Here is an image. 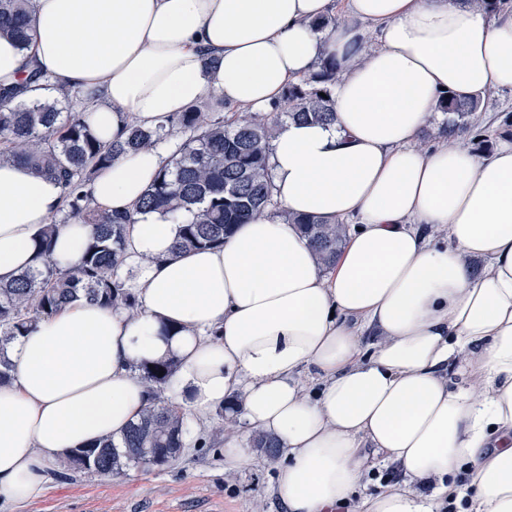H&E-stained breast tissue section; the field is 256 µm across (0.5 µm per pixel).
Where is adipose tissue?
Returning <instances> with one entry per match:
<instances>
[{"mask_svg":"<svg viewBox=\"0 0 512 512\" xmlns=\"http://www.w3.org/2000/svg\"><path fill=\"white\" fill-rule=\"evenodd\" d=\"M27 46L0 35V87L35 68L102 140L218 96L270 111L335 56L333 123L284 122L275 208L223 246L172 255L178 224L131 225L138 317L79 300L7 346L0 504L39 497L49 464L119 437L146 406L138 368L175 360L172 400L208 417L232 395L285 454L288 512H512V136L424 151L444 95L512 89V8L464 0H32ZM341 10L321 32L312 20ZM121 156L91 185L121 213L167 163ZM62 188L0 164V282L35 267ZM352 229L332 268L288 216ZM481 260L474 269L472 260ZM318 386L301 383L302 372ZM401 482L354 503L375 461Z\"/></svg>","mask_w":512,"mask_h":512,"instance_id":"adipose-tissue-1","label":"adipose tissue"}]
</instances>
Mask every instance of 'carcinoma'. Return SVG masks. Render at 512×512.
Here are the masks:
<instances>
[{"label":"carcinoma","mask_w":512,"mask_h":512,"mask_svg":"<svg viewBox=\"0 0 512 512\" xmlns=\"http://www.w3.org/2000/svg\"><path fill=\"white\" fill-rule=\"evenodd\" d=\"M30 31L28 0H0V32L23 45ZM339 76L336 60L326 58L311 78L288 87L283 103L271 112L240 110L229 121L194 106L176 114L169 127L130 124L126 137L116 142L102 141L68 95L9 105L29 83L49 82L44 72L35 70L21 87L0 91V162L22 164L37 175L55 179L64 190L61 219L51 220L35 240L39 266L0 284V384L11 373L5 355L8 341L28 333L38 320L73 301L85 299L138 315V300L125 288L117 270L124 262L130 226L137 223L139 213L161 211L182 224L173 245V253L180 254L220 246L232 226L276 206L269 167L275 128L286 119L333 121L327 90L318 85H332ZM438 109L454 115L439 135L447 145L455 146L472 133L470 118L482 111L483 100L448 95L439 100ZM174 137L182 138L181 145L132 209L112 213L93 205L86 187L100 169L121 155L158 147ZM289 221L308 239L323 266L335 263L346 237L344 222L328 224L312 217ZM71 222L87 224L91 232L79 267L62 270L53 260L55 236L62 225ZM172 368L170 363L141 368L149 403L139 419L118 441L108 438L74 450L58 462L57 473L62 477L71 472L102 475L126 465L146 466L147 449L159 458L175 460V449L185 447L186 428L180 408L166 395ZM239 414L234 403L220 407L207 437L237 433ZM252 443L268 454L280 452L278 442L261 432L253 434Z\"/></svg>","instance_id":"cac0c4a2"}]
</instances>
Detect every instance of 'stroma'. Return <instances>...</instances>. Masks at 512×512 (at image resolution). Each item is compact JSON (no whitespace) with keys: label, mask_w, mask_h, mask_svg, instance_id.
I'll use <instances>...</instances> for the list:
<instances>
[{"label":"stroma","mask_w":512,"mask_h":512,"mask_svg":"<svg viewBox=\"0 0 512 512\" xmlns=\"http://www.w3.org/2000/svg\"><path fill=\"white\" fill-rule=\"evenodd\" d=\"M186 446L168 467L124 468L104 477L48 473L41 497L0 512H285L275 488L276 462L260 449L235 470L224 467V448L199 447L208 432L203 421L188 420Z\"/></svg>","instance_id":"obj_1"}]
</instances>
